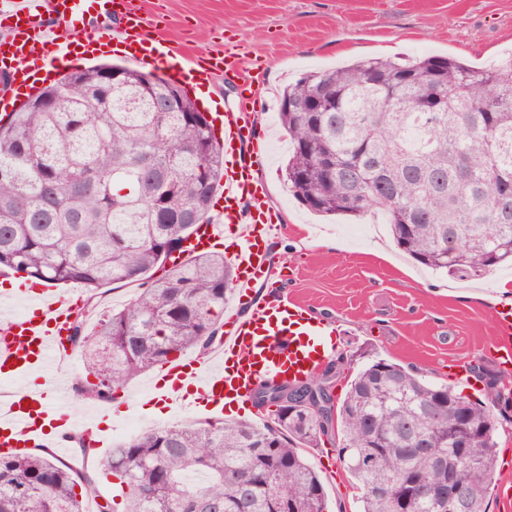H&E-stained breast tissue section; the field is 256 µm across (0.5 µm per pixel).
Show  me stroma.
Wrapping results in <instances>:
<instances>
[{
    "instance_id": "stroma-1",
    "label": "stroma",
    "mask_w": 512,
    "mask_h": 512,
    "mask_svg": "<svg viewBox=\"0 0 512 512\" xmlns=\"http://www.w3.org/2000/svg\"><path fill=\"white\" fill-rule=\"evenodd\" d=\"M149 8L161 16L170 43L201 52L233 47L245 74L262 87L249 122L263 137L266 197L278 228L270 279L255 293L281 292L337 320L341 336L332 360L341 376L334 395L344 396L347 375L375 358L436 384L451 382L450 362L490 365L494 311L502 286H512V264L457 280L399 250L382 216H315L291 196L282 176L289 147L277 112L289 83L357 60L433 54L490 66L512 53V0H150ZM379 242L386 251L378 258ZM155 376L150 369L135 377L108 405L111 445L125 441L135 419L158 427L206 420L193 410L143 412ZM454 385L471 400L486 399L482 382ZM306 454L325 487V512H358L355 481L330 441Z\"/></svg>"
}]
</instances>
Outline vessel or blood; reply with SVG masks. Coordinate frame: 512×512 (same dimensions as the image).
<instances>
[{
    "label": "vessel or blood",
    "instance_id": "1",
    "mask_svg": "<svg viewBox=\"0 0 512 512\" xmlns=\"http://www.w3.org/2000/svg\"><path fill=\"white\" fill-rule=\"evenodd\" d=\"M0 15L11 23L0 32V71L8 72L15 88L33 91L37 74H52L66 63L75 37L94 20L107 26L88 41L86 52L97 58L116 54L133 62H149L189 89L209 85L217 74L238 79L240 95H252L250 82L240 81L234 53L216 51L195 57L170 46L157 33L154 14L142 0H0ZM215 127L225 154H239L237 164L224 169V205L172 254L171 264L209 251L224 236L227 225H239L240 244L234 255L238 297L252 298L243 316H229L223 336L210 357L180 356L165 363L151 400L176 410L224 412L225 405L251 398L260 378L287 374L300 378L325 360L337 336L336 324L322 319L301 303L277 295L254 299V288L270 271L269 246L274 226L266 208L264 164L249 146L255 133L244 107L216 113ZM23 311L0 320V384L32 380V387L13 391L0 403V453L22 455L46 446L52 438L87 433L46 373L51 361L72 352L70 340L79 305L72 293L50 288L24 289ZM491 356L500 373L512 376V307L499 309L493 319Z\"/></svg>",
    "mask_w": 512,
    "mask_h": 512
}]
</instances>
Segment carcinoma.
Here are the masks:
<instances>
[{"instance_id": "1", "label": "carcinoma", "mask_w": 512, "mask_h": 512, "mask_svg": "<svg viewBox=\"0 0 512 512\" xmlns=\"http://www.w3.org/2000/svg\"><path fill=\"white\" fill-rule=\"evenodd\" d=\"M179 94L178 111L156 97ZM53 100L45 109L41 98ZM175 81L116 65L74 69L41 88L0 121V274L43 284L145 288L71 336L85 369L75 391L107 401L132 378L193 349L208 355L233 274L211 252L165 268L195 226L208 219L224 176V153L211 125ZM279 122L291 155L293 197L325 216L380 214L396 246L450 277L479 278L512 261V220H499V197H512V58L477 69L441 55L370 59L305 74L280 98ZM336 163L326 175L318 158ZM487 225L459 248L454 229ZM163 270L159 277L153 270ZM334 365L294 385L261 384L262 423L170 425L147 430L101 459L121 502L101 512H185L205 502L221 512H325L320 477L303 453L337 436V452L361 492L360 512H398L418 481L448 485L452 469L467 492V512H488L498 418H512V384L494 370L476 377L497 406L436 385L377 358L359 369L344 397L332 394ZM439 404L429 431L445 465L410 451L409 421ZM472 432L450 439L458 423ZM93 474L58 461L47 448L0 454V512H83L78 492Z\"/></svg>"}]
</instances>
